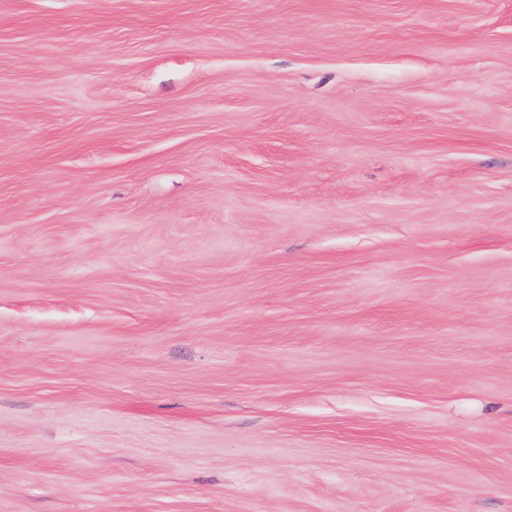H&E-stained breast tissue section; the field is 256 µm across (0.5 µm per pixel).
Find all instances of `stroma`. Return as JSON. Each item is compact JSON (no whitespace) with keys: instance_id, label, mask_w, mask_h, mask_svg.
Segmentation results:
<instances>
[{"instance_id":"stroma-1","label":"stroma","mask_w":512,"mask_h":512,"mask_svg":"<svg viewBox=\"0 0 512 512\" xmlns=\"http://www.w3.org/2000/svg\"><path fill=\"white\" fill-rule=\"evenodd\" d=\"M0 512H512V0H0Z\"/></svg>"}]
</instances>
